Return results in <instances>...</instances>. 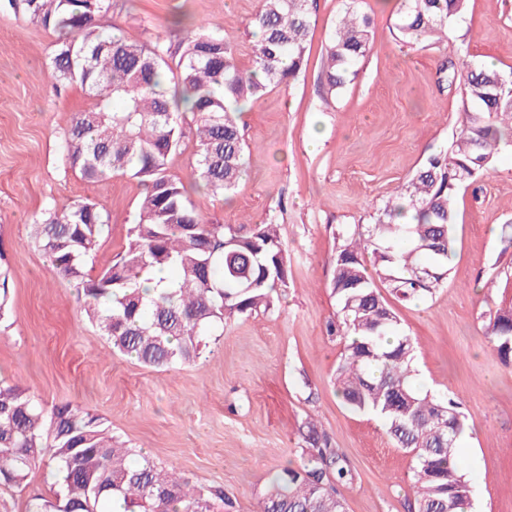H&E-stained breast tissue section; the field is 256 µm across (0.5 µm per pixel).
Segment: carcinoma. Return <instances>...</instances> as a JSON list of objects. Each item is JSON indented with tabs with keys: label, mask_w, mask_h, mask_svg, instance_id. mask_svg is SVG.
Listing matches in <instances>:
<instances>
[{
	"label": "carcinoma",
	"mask_w": 512,
	"mask_h": 512,
	"mask_svg": "<svg viewBox=\"0 0 512 512\" xmlns=\"http://www.w3.org/2000/svg\"><path fill=\"white\" fill-rule=\"evenodd\" d=\"M106 0H23L33 22L59 34L50 64L52 84H78L98 107L74 115L63 150L87 181L121 174L138 179L144 195L119 259L97 275L88 259L108 217L90 201L45 209L32 241L55 272L82 285L90 323L112 351L154 369L191 364L227 320L273 305L288 288L290 260L279 225L240 229L199 217L182 181L168 171L186 138L179 112L190 97L195 124L192 174L213 194L236 188L245 169L236 113L241 104L294 80L312 26L311 0H260L252 27V65L240 67L232 45L201 28L176 45H146L101 29ZM465 0H401L398 29L410 46L448 28ZM371 49V20L349 0L324 60L327 82L344 83ZM464 119L450 147L430 158L397 201L360 232L342 228L331 290L338 310L327 323L343 343L337 391L354 412L380 417L396 447L413 461L414 512H472V486L463 473L459 444L466 428L460 403L414 385V346L379 284L399 301L431 296L440 282L421 271H448L453 203L461 187L508 145L512 85L484 66L453 73ZM372 259L374 272L368 271ZM170 270L173 287L148 297L140 278ZM499 360L512 364V308L496 311L486 328ZM299 468L277 473L259 512H344L337 486L351 472L314 426L302 434ZM44 466L53 497H29L25 512H106L120 497L125 512H214L234 508L222 490L205 491L174 468L126 447L99 414L69 402L47 407L15 384L0 381V490L22 489Z\"/></svg>",
	"instance_id": "1"
}]
</instances>
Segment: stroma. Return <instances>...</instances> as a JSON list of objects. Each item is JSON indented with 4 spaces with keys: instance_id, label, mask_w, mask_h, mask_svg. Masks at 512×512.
<instances>
[{
    "instance_id": "obj_1",
    "label": "stroma",
    "mask_w": 512,
    "mask_h": 512,
    "mask_svg": "<svg viewBox=\"0 0 512 512\" xmlns=\"http://www.w3.org/2000/svg\"><path fill=\"white\" fill-rule=\"evenodd\" d=\"M259 0H109L100 25L153 43L204 26L251 64L249 22ZM345 0H313L307 63L290 84L241 108L246 172L228 197L195 188L194 138L170 159L205 219L235 227L273 222L290 258L284 296L268 311L228 320L218 343L191 365L156 370L113 353L85 320L77 282L62 279L32 242L44 209L77 200L102 206L108 226L88 262L100 272L128 243L144 192L132 177L91 183L71 169L61 142L94 98L56 87L48 67L58 35L0 0V265L11 312L0 322V379L45 405L71 402L101 415L127 447L147 452L197 486L221 487L236 512H256L270 479L301 461L308 422L330 437L352 472L345 512H411L412 461L374 416L350 412L332 383L342 344L326 324L341 228L375 223L385 205L455 137L463 116L454 70L492 65L512 78V0H466L447 37L409 47L400 0H362L372 49L344 86L329 89L325 48ZM512 148L463 186L455 202L448 276L432 298L393 302L415 348L417 382L457 397L467 416L460 443L474 512H512V365L485 337L512 307Z\"/></svg>"
}]
</instances>
